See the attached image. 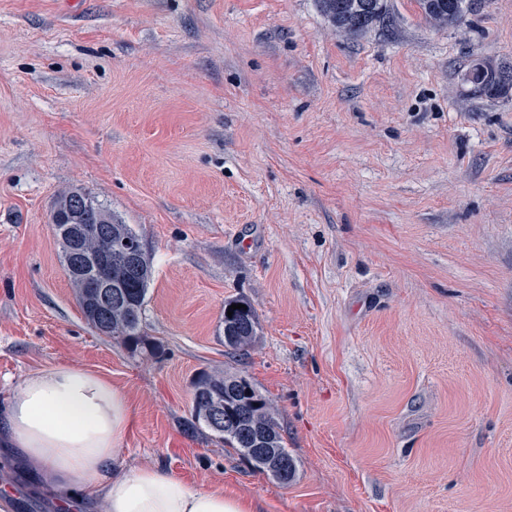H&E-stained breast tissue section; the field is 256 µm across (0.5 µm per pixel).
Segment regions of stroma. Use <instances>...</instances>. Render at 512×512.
<instances>
[{"label":"stroma","mask_w":512,"mask_h":512,"mask_svg":"<svg viewBox=\"0 0 512 512\" xmlns=\"http://www.w3.org/2000/svg\"><path fill=\"white\" fill-rule=\"evenodd\" d=\"M358 37L318 0H0V401L57 365L122 388L123 463L257 512H512V0ZM93 193L151 249L154 360L85 321L50 211ZM259 334L224 346V301ZM202 370L271 402L281 485L186 434ZM0 512H62L18 465ZM465 77L474 95L508 97L512 90V65L494 66L490 62L474 60Z\"/></svg>","instance_id":"35a3bbf8"}]
</instances>
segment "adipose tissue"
Instances as JSON below:
<instances>
[{
  "label": "adipose tissue",
  "mask_w": 512,
  "mask_h": 512,
  "mask_svg": "<svg viewBox=\"0 0 512 512\" xmlns=\"http://www.w3.org/2000/svg\"><path fill=\"white\" fill-rule=\"evenodd\" d=\"M133 419L126 394L109 379L58 366L12 389L0 409V438L67 512H255L246 498L189 486L155 465L121 469Z\"/></svg>",
  "instance_id": "obj_1"
}]
</instances>
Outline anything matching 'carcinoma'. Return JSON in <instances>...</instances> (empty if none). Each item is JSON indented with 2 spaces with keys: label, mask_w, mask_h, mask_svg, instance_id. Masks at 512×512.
Instances as JSON below:
<instances>
[{
  "label": "carcinoma",
  "mask_w": 512,
  "mask_h": 512,
  "mask_svg": "<svg viewBox=\"0 0 512 512\" xmlns=\"http://www.w3.org/2000/svg\"><path fill=\"white\" fill-rule=\"evenodd\" d=\"M336 31L359 36L389 18L388 0H319ZM426 20L440 28L458 26L466 14L477 11L483 0H417ZM471 92L478 96H508L512 91V65L494 66L474 60L465 72ZM52 224H80L77 249L56 236L62 265L68 270L82 260L97 265L99 276L112 280L103 292L91 287L84 274H67L74 297L87 324L99 334L122 342L132 352L150 358L163 356L162 347L149 340L143 314L153 276V263L142 236L129 224L118 221L112 211L92 193L73 189L61 193L50 213ZM243 308L231 310V305ZM224 346L245 351L258 336L259 323L252 305L243 298L224 301ZM224 403L223 423L216 424L210 409ZM186 431L205 427L235 449L254 469L282 485L296 475V463L288 453L276 416L268 399L245 376L237 372L202 371L193 381L190 417Z\"/></svg>",
  "instance_id": "1"
}]
</instances>
